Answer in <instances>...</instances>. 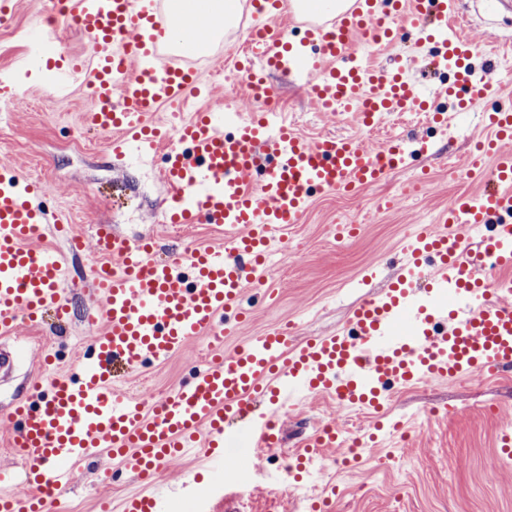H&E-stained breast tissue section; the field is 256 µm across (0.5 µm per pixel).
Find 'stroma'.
I'll use <instances>...</instances> for the list:
<instances>
[{"instance_id":"stroma-1","label":"stroma","mask_w":512,"mask_h":512,"mask_svg":"<svg viewBox=\"0 0 512 512\" xmlns=\"http://www.w3.org/2000/svg\"><path fill=\"white\" fill-rule=\"evenodd\" d=\"M45 3L17 0L12 27L0 28V74L21 73L26 78L20 88L25 99L14 108L8 132H0V163L12 164L25 175L43 165L53 194L46 208L68 211L73 230L83 238L91 237L96 221L112 224L131 239L155 235L163 258L183 235L201 249L223 247L224 233L215 225L163 223L166 193L159 183L158 163L135 154L111 157L105 137L77 128L78 115L89 108V100L75 87L52 92L46 61L34 58L27 42L42 20ZM248 20V7H240L222 45L198 62L206 93L184 103L182 117L209 108L255 110L247 88L225 79ZM414 41V32L405 30L393 47L366 51V60L384 69L408 64L411 82L436 92L442 72L423 67L435 49L426 46L418 62H410ZM268 81L275 92L272 108H285L288 121L307 138L352 137L375 147L414 130L430 135L435 143L431 154L392 172L376 188L316 197L302 222L289 228L288 248L275 257L268 280L272 296L254 305L243 335L259 336L290 323L296 346L340 329L354 306L387 285L398 271L400 247L411 237L413 225L436 224L449 200L479 191L466 160L487 132L478 112H455L450 102L437 96V107L448 114L449 131L428 130L422 117L401 112L385 117L372 134L353 113L320 111L292 78L273 73ZM75 137L87 143L88 152L62 155L61 146ZM339 224H355L359 230L339 240L334 235ZM93 337L83 322L61 327L50 315L42 323L21 325L16 336L0 342L16 357L12 380L0 382V408L21 398L27 376L38 369L37 358L53 355L57 369H69ZM239 338L198 336L168 362L131 372L120 386L137 398L170 393L195 367L232 352ZM386 409L389 421L406 424V444L383 435L358 464L343 470L335 463L346 455V444L322 449L321 459L303 474L295 492L277 455L254 456L251 471L239 483L219 479L216 471L202 466L199 456L173 459L154 478L165 512L175 502L193 498L203 485L215 486L217 492L201 512H310L309 503L296 501L299 491L331 498L332 512H512V459L501 457L498 447L501 430L512 426V373L492 379L423 381L400 388ZM330 421L346 435L367 429L372 419L339 408L332 398H314L306 407L279 412V452L302 450L305 439ZM142 485L137 476L105 457L87 464L70 488L52 495L49 512H99L102 499L120 503Z\"/></svg>"}]
</instances>
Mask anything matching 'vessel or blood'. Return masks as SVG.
I'll list each match as a JSON object with an SVG mask.
<instances>
[{
	"label": "vessel or blood",
	"mask_w": 512,
	"mask_h": 512,
	"mask_svg": "<svg viewBox=\"0 0 512 512\" xmlns=\"http://www.w3.org/2000/svg\"><path fill=\"white\" fill-rule=\"evenodd\" d=\"M456 0H349L327 21H305L294 41L276 26L285 0H252L250 53L259 67L240 64L251 91L268 90L265 71L291 73L321 111L355 113L366 127L398 112L426 111V100L405 68L365 66L355 40L374 50L392 46L402 26L433 43L435 67L452 71L443 96L461 110L492 93L472 64L473 23ZM71 21L95 55H69L60 37ZM167 24L162 0H68L63 18L46 20L44 45L53 51L51 84H78L99 101L81 115L84 128L106 135L114 155L135 150L163 154L165 221L222 227L221 250L190 247L156 258L154 239L133 241L99 224L87 293L96 335L92 357L58 372L43 363L29 397L6 418L37 494L8 490L0 471V512H43L44 495L69 488L78 469L110 454L138 477L157 473L189 449L222 455L224 440L244 421L256 446L276 443L279 411L310 397H333L343 407L379 412L394 385L427 379L459 380L512 371V105L485 112L490 132L470 165L479 193L452 199L439 223L411 236L401 250V273L390 288L366 299L336 332L289 345L278 327L213 358L190 381L159 401L117 394L116 368L160 365L189 341L208 333L235 335L246 321L242 300L264 285L289 227L300 223L319 193L364 191L427 154L430 138L410 134L372 148L352 138L311 140L276 112H237L228 120L209 112L181 122L175 136L153 128L162 104L181 105L203 94L201 77L160 39ZM494 158L483 167L482 155ZM43 185L0 164V335L47 311L64 316L69 272L61 254L33 248L42 229L66 223L39 205ZM326 426L304 454L335 444ZM149 491L127 497L122 512H161Z\"/></svg>",
	"instance_id": "obj_1"
}]
</instances>
